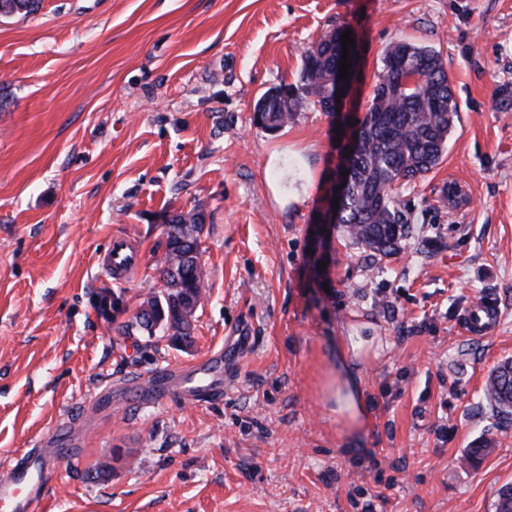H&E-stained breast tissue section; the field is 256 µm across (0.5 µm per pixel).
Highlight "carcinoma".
Wrapping results in <instances>:
<instances>
[{"mask_svg": "<svg viewBox=\"0 0 512 512\" xmlns=\"http://www.w3.org/2000/svg\"><path fill=\"white\" fill-rule=\"evenodd\" d=\"M40 4L41 0H0V16L31 14ZM340 40L341 29L334 28L313 43L303 55L300 85L266 91L256 104L255 122L277 131L295 120L304 98L331 111L330 79L339 65ZM382 62L363 119L357 122V143L336 213L339 231L374 256L396 253L408 236V220L389 189L423 177L440 163L458 118L448 70L434 48L396 41L385 48ZM408 73L418 80L405 88L401 80ZM203 230L204 213L199 208L168 219L167 252L160 270L163 291L135 316L147 335L167 336L173 342L191 337L204 286L199 253ZM484 395L500 411L512 413V361L490 372ZM494 509L512 512V485L498 491Z\"/></svg>", "mask_w": 512, "mask_h": 512, "instance_id": "obj_1", "label": "carcinoma"}]
</instances>
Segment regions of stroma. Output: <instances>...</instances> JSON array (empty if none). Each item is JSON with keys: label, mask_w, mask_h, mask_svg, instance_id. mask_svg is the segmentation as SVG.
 <instances>
[{"label": "stroma", "mask_w": 512, "mask_h": 512, "mask_svg": "<svg viewBox=\"0 0 512 512\" xmlns=\"http://www.w3.org/2000/svg\"><path fill=\"white\" fill-rule=\"evenodd\" d=\"M336 27L361 78L270 132L269 88ZM440 51L460 121L395 189L401 249L312 254L342 125L394 41ZM470 204L449 213L444 184ZM202 207L193 342L134 316L162 291L165 219ZM131 238L138 271L102 262ZM498 306L486 336L461 318ZM366 415L336 413V344ZM512 360V0H42L0 16V473L40 449L35 512H494L512 415L484 388ZM201 394L152 397L161 377ZM490 450L467 462L471 448Z\"/></svg>", "instance_id": "35a3bbf8"}]
</instances>
